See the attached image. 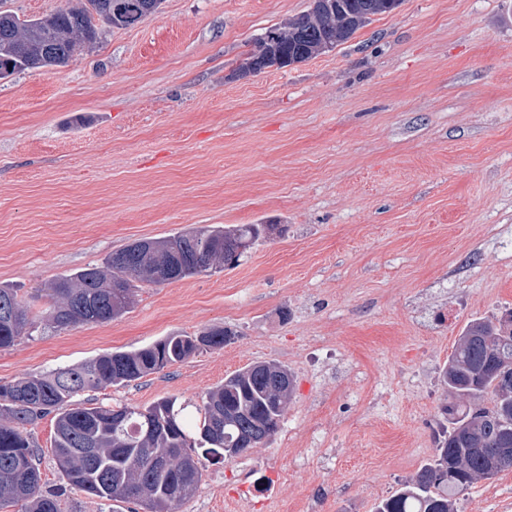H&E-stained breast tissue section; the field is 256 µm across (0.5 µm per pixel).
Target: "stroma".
I'll return each mask as SVG.
<instances>
[{"mask_svg":"<svg viewBox=\"0 0 512 512\" xmlns=\"http://www.w3.org/2000/svg\"><path fill=\"white\" fill-rule=\"evenodd\" d=\"M309 6L162 0L68 63L0 79V286L37 320L0 350V384L217 327L224 347L82 400L196 405L257 362L295 377L278 432L204 463L177 512H373L434 453L462 329L512 309V0H402L314 59L234 76ZM225 224L287 231L237 265L139 285L110 322L44 320L55 279ZM54 428L27 432L61 512H133L67 485ZM458 509L512 512V470Z\"/></svg>","mask_w":512,"mask_h":512,"instance_id":"35a3bbf8","label":"stroma"}]
</instances>
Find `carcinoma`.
<instances>
[{"instance_id": "1", "label": "carcinoma", "mask_w": 512, "mask_h": 512, "mask_svg": "<svg viewBox=\"0 0 512 512\" xmlns=\"http://www.w3.org/2000/svg\"><path fill=\"white\" fill-rule=\"evenodd\" d=\"M86 0L55 13L22 18L0 11V79L65 63L100 36L99 17L115 28L134 26L158 8L157 0ZM336 10L309 9L274 27L277 42L257 39L245 61L258 72L279 59L286 65L313 59L353 37L402 0H335ZM276 224L199 226L163 238L133 242L112 253L105 266L58 278L50 288L47 321L56 328L106 323L132 303L135 283L160 285L234 265ZM30 325L14 288L0 287V349L14 345ZM232 332L217 328L198 336H166L132 352L100 354L49 375L0 384V509L19 501L26 512H60L58 492L41 486L40 451L25 426L55 417L53 453L60 472L99 499L137 503L143 512H176L202 480L201 456L219 463L224 449L246 436L275 434L294 390V375L275 362L251 364L208 391L196 413L163 399L148 406L113 409L74 397L106 384H128L180 363L204 348H221ZM512 334L489 318L469 322L442 370L449 423L436 436L432 459L401 483L373 512H457L456 495L504 471L495 456H512ZM491 399V406L483 405Z\"/></svg>"}]
</instances>
